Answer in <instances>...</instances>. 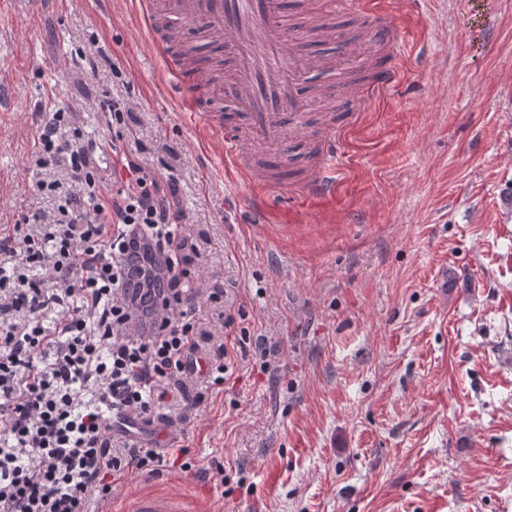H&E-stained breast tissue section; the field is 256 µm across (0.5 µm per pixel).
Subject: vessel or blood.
Segmentation results:
<instances>
[{"mask_svg": "<svg viewBox=\"0 0 512 512\" xmlns=\"http://www.w3.org/2000/svg\"><path fill=\"white\" fill-rule=\"evenodd\" d=\"M284 0H141V14L150 38L167 64L170 86L185 112L203 120L208 141L218 143L226 169L260 187L251 212L259 223H270L273 212L264 194L292 185L299 197L326 202L336 195L335 172L338 151L335 139L324 140L310 155L306 175L289 181L284 159L292 144L283 132V113L303 111L305 103L298 92L303 73L329 68L326 59L304 53L299 43L288 37L284 21ZM352 10L361 19V46L385 44L390 61L367 67L374 89L386 87L396 76L394 60L401 54L399 30L394 20L365 9L353 0ZM203 27L224 37L226 54L233 62L224 84L211 86L204 73L188 68L176 45L186 30ZM224 98L238 104L244 113L250 138L257 143L274 141L278 149L252 157L242 150L240 135L224 133L222 121L214 119L207 107L209 98ZM124 512H190L183 497L146 493L125 506Z\"/></svg>", "mask_w": 512, "mask_h": 512, "instance_id": "b4317fda", "label": "vessel or blood"}]
</instances>
